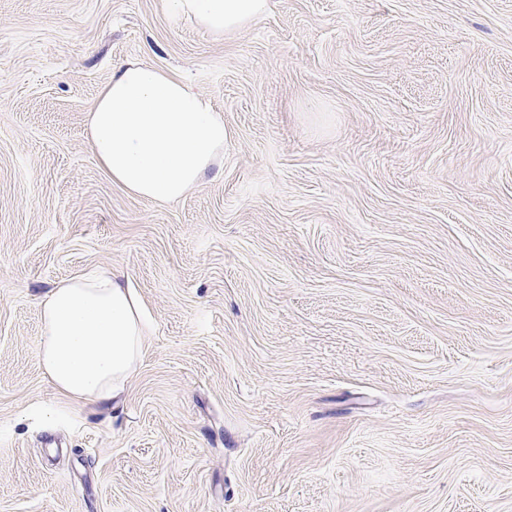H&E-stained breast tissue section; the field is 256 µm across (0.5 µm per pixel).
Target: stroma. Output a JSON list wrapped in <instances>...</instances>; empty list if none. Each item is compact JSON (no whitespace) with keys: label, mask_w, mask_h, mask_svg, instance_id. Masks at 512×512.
Returning <instances> with one entry per match:
<instances>
[{"label":"stroma","mask_w":512,"mask_h":512,"mask_svg":"<svg viewBox=\"0 0 512 512\" xmlns=\"http://www.w3.org/2000/svg\"><path fill=\"white\" fill-rule=\"evenodd\" d=\"M209 97L180 201L87 144L113 65ZM93 267L155 330L118 401L39 363ZM0 512H512V0H0ZM173 19L187 18L214 37L248 30L268 10V0H164Z\"/></svg>","instance_id":"35a3bbf8"}]
</instances>
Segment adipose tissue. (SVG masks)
Instances as JSON below:
<instances>
[{"mask_svg": "<svg viewBox=\"0 0 512 512\" xmlns=\"http://www.w3.org/2000/svg\"><path fill=\"white\" fill-rule=\"evenodd\" d=\"M172 18L215 37L248 30L268 0H164ZM88 144L114 184L164 202L182 199L224 160L228 134L212 101L156 67L125 61L88 115ZM40 363L60 394L107 401L122 395L153 332L137 289L94 268L51 288L41 300Z\"/></svg>", "mask_w": 512, "mask_h": 512, "instance_id": "adipose-tissue-1", "label": "adipose tissue"}]
</instances>
